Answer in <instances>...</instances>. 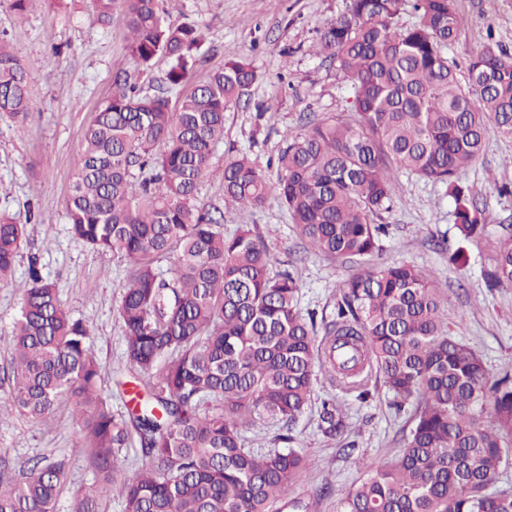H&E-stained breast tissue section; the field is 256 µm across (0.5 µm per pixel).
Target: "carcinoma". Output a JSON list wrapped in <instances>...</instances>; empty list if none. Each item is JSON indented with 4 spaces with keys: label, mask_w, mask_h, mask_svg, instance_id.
I'll return each instance as SVG.
<instances>
[{
    "label": "carcinoma",
    "mask_w": 512,
    "mask_h": 512,
    "mask_svg": "<svg viewBox=\"0 0 512 512\" xmlns=\"http://www.w3.org/2000/svg\"><path fill=\"white\" fill-rule=\"evenodd\" d=\"M175 0H92L97 23L121 6L132 62L167 60L152 95L117 86L86 127L66 200L73 235L127 263L117 308L130 365L148 377L129 418L115 417L99 387L90 327L64 308L56 285L30 269L10 339L11 383L0 420L45 423L63 403L79 418L78 448L94 491L71 512H275L313 462L294 450L245 447L243 425L292 426L311 403L316 377L361 401L378 386L412 404L399 452L343 496L337 512H512L498 489L512 465V373L488 377L479 354L448 331L436 280L405 263L378 265L385 225L374 218L400 197L401 171L448 187L460 243L480 239L489 213L460 174L488 131L512 139V57L490 46L457 78L448 46L461 24L455 0H412L417 24L398 28L403 0H348L315 53L335 62L352 100L285 139L271 177L246 153L224 160V199L253 210L276 201L307 250L357 265L339 286L330 320L316 328L298 301V271H277L261 236L224 233L198 199L224 138L225 112L259 75L245 55L174 98L198 62L203 31L168 23ZM31 98L22 61L0 41V114L25 118ZM25 225L0 215V284L12 274ZM171 262L166 278L157 263ZM512 286V234L500 239L485 277ZM344 426L333 399L319 430ZM144 469L123 474L129 428ZM65 461L43 455L20 477L0 470V512H57Z\"/></svg>",
    "instance_id": "carcinoma-1"
}]
</instances>
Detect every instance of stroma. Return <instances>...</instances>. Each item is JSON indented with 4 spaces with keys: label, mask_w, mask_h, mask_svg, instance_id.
I'll return each instance as SVG.
<instances>
[{
    "label": "stroma",
    "mask_w": 512,
    "mask_h": 512,
    "mask_svg": "<svg viewBox=\"0 0 512 512\" xmlns=\"http://www.w3.org/2000/svg\"><path fill=\"white\" fill-rule=\"evenodd\" d=\"M89 3L28 0L19 13L11 0H0V37L26 62L34 101L24 120L0 118V214L26 225L13 276L0 284V393L8 389V340L34 262L44 277L56 282L64 307L91 326L102 367L101 391L119 416L128 411L132 384L145 382L127 363L117 316L126 264L75 240L65 199L83 131L96 109L111 98L117 77H126L151 94L168 64L161 58L149 70L135 67L128 58L121 17H114L108 27L91 23ZM345 5L346 0H179L172 13L174 23L194 24L207 34L199 51L201 61L190 72L187 86L204 82L223 67L229 50L249 56L260 74L249 96L226 111L224 139L212 157L215 174L203 180L198 199L220 208L225 232L254 225L277 269L296 266L301 275V312L318 317L332 315L336 292L352 273V265L305 251L278 203L252 213L225 203L217 173L233 151L267 166L286 134L348 106L349 82L334 63L315 53L323 27ZM456 7L462 23L448 56L456 62L459 77H466L471 55L486 44H499L512 55V0H456ZM463 178L490 214L486 235L467 247L466 264L448 261L458 241L454 204L445 187L404 174L398 177L399 198L377 218L386 227L381 258L435 276L451 300L449 332L481 354L488 374L495 376L512 369V288L489 290L484 274L498 239L512 228V141L489 133L477 162ZM332 396L343 406L345 428L328 438L317 421L323 400ZM410 412V407H396L385 390L360 401L336 393L322 376L309 411L293 426V444L283 442L281 424L268 421H255L242 434L248 447L290 446L311 458L314 469L291 487L288 496L302 501L307 512H336L339 498L397 454ZM77 430L68 407L60 408L46 426L18 416L1 420L0 468L16 471L43 454L65 459L67 484L58 510L68 512L72 497L92 485V475L75 451ZM350 443L356 449L344 455L343 448Z\"/></svg>",
    "instance_id": "1"
}]
</instances>
